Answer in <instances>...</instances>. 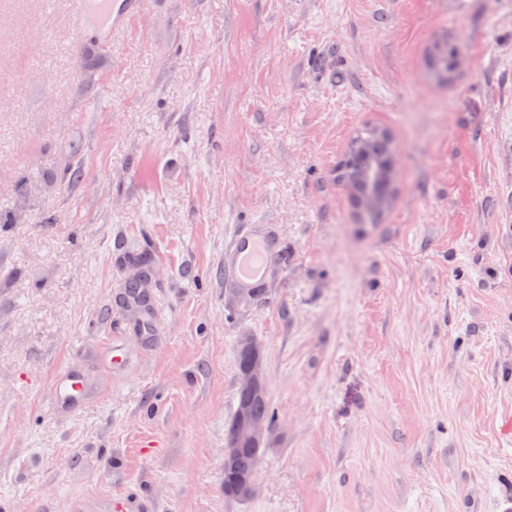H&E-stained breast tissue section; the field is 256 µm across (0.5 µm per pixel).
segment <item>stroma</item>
Instances as JSON below:
<instances>
[{"instance_id":"1","label":"stroma","mask_w":512,"mask_h":512,"mask_svg":"<svg viewBox=\"0 0 512 512\" xmlns=\"http://www.w3.org/2000/svg\"><path fill=\"white\" fill-rule=\"evenodd\" d=\"M373 129L395 200L366 224L340 173ZM14 212L0 512L512 507V0H141L97 38L67 0H0ZM248 224L282 244L236 301ZM141 256L157 343L116 376L91 351L135 321L114 297ZM244 333L275 413L251 499L224 493ZM63 364L93 392L71 417L48 408ZM455 55L453 46L439 45L432 50V69L438 78L452 74ZM278 245L276 225H246L224 249V280L234 291L243 293L244 298L251 297L253 290L262 286L269 258L277 252Z\"/></svg>"}]
</instances>
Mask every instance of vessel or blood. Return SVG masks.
Wrapping results in <instances>:
<instances>
[{"label":"vessel or blood","instance_id":"obj_1","mask_svg":"<svg viewBox=\"0 0 512 512\" xmlns=\"http://www.w3.org/2000/svg\"><path fill=\"white\" fill-rule=\"evenodd\" d=\"M73 20L78 28L121 24L132 11L135 0H69ZM279 234L273 224H249L237 232L224 250V278L234 291L251 297L266 277L269 259L276 253ZM124 303L139 314L133 332L141 341L154 340L156 306L149 297L125 293ZM97 356L100 363L116 371L132 362L125 339L102 337ZM87 391L82 378L71 366H59L50 381L49 404L54 414L70 416L83 408Z\"/></svg>","mask_w":512,"mask_h":512}]
</instances>
